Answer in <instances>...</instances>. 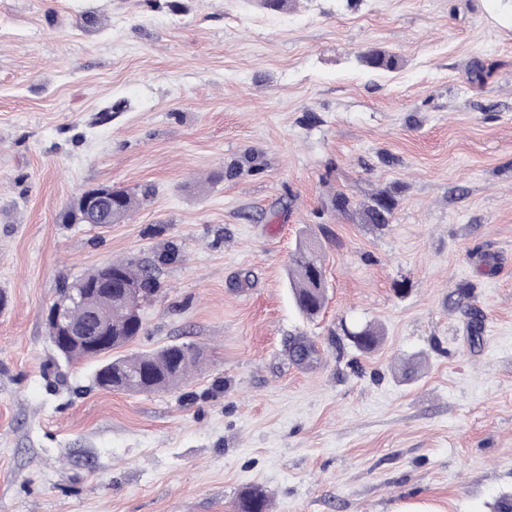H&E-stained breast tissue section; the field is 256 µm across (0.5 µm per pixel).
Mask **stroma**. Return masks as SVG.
<instances>
[{
    "mask_svg": "<svg viewBox=\"0 0 512 512\" xmlns=\"http://www.w3.org/2000/svg\"><path fill=\"white\" fill-rule=\"evenodd\" d=\"M372 49L398 67H364ZM250 149L263 170L210 183ZM101 185L155 193L57 223ZM339 191L390 193L391 224L327 209ZM310 237L313 321L287 278ZM167 244L120 353L194 345L190 379L113 392L57 362L62 281ZM344 321L383 342L356 350ZM254 488L271 512L512 495V0H0V512H238ZM110 188L112 201L101 205L98 212L88 213L81 208V199L74 197L65 207H63L57 215V223L60 224H77L76 219L79 213L83 215V224H112L119 222L134 212L144 200L152 193L151 187L140 190V194L136 191L125 189ZM112 206V209L110 207ZM288 272L296 307L307 319H314L326 304L324 260L316 242H299L290 254Z\"/></svg>",
    "mask_w": 512,
    "mask_h": 512,
    "instance_id": "obj_1",
    "label": "stroma"
}]
</instances>
